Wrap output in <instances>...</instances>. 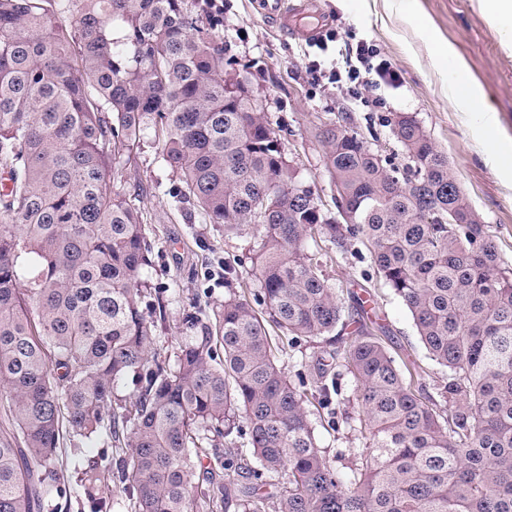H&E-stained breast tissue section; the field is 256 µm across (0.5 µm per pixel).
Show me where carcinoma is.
<instances>
[{"label":"carcinoma","instance_id":"carcinoma-1","mask_svg":"<svg viewBox=\"0 0 512 512\" xmlns=\"http://www.w3.org/2000/svg\"><path fill=\"white\" fill-rule=\"evenodd\" d=\"M48 2L0 0V406L25 444L0 439V512H41L67 480L60 439L93 435L132 449L117 470L130 512H512V272L421 124L388 119L399 164L347 114L321 123L349 215L331 220L188 0H69L64 24ZM157 129L210 223L257 239L235 280L257 281L265 305L226 280L215 322L172 360L139 302L146 225L111 186ZM320 241L366 248L447 369L435 395L367 322L337 331L345 308L309 248ZM266 317L291 342L333 336L310 381L288 376ZM344 378L358 407L345 423L368 439L346 471L309 409L333 411ZM241 439L251 459L220 454ZM111 477L110 457L82 470L92 512L111 509L96 495Z\"/></svg>","mask_w":512,"mask_h":512}]
</instances>
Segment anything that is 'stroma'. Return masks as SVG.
Returning <instances> with one entry per match:
<instances>
[{"label":"stroma","instance_id":"obj_1","mask_svg":"<svg viewBox=\"0 0 512 512\" xmlns=\"http://www.w3.org/2000/svg\"><path fill=\"white\" fill-rule=\"evenodd\" d=\"M398 0H319L341 40L375 43L400 71L399 87L381 88L389 112L416 116L433 142L448 156L458 184L493 236L503 268L512 270V47L504 45L481 0H413L401 11ZM212 37L222 41L254 95L262 99L287 158L300 180L310 184L325 214L336 212L335 193L326 171L319 124L336 113L350 114L372 147L402 156L384 114L363 112L344 91L314 85L305 77L308 43L287 37L257 9L255 0H231V8L213 15L207 0H189ZM451 43L456 63L440 61L433 39ZM479 82L489 105L485 112H465L448 96L451 84ZM387 111V112H388ZM161 147L147 139L131 166L114 186L143 213L152 264L144 288L152 293L162 317L156 349L170 354L185 333L202 335L203 324L224 301V272L247 266L249 241L212 224L160 159ZM325 274L341 288L349 317H356L358 297L368 296L383 331V344L407 367L423 369L425 384L444 370L420 342L411 315L383 281L371 273L369 260L352 254L329 260ZM200 323L186 330V315Z\"/></svg>","mask_w":512,"mask_h":512}]
</instances>
